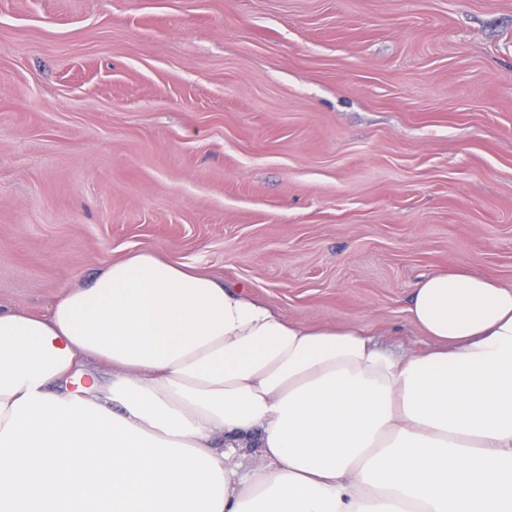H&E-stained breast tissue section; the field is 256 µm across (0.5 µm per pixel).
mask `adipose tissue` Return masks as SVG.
<instances>
[{"label": "adipose tissue", "instance_id": "obj_1", "mask_svg": "<svg viewBox=\"0 0 512 512\" xmlns=\"http://www.w3.org/2000/svg\"><path fill=\"white\" fill-rule=\"evenodd\" d=\"M408 313L437 347L395 358L153 251L0 310V512H512V286Z\"/></svg>", "mask_w": 512, "mask_h": 512}]
</instances>
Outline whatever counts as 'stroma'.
Wrapping results in <instances>:
<instances>
[{
    "label": "stroma",
    "mask_w": 512,
    "mask_h": 512,
    "mask_svg": "<svg viewBox=\"0 0 512 512\" xmlns=\"http://www.w3.org/2000/svg\"><path fill=\"white\" fill-rule=\"evenodd\" d=\"M155 250L389 350L512 285V0H0V308Z\"/></svg>",
    "instance_id": "1"
}]
</instances>
